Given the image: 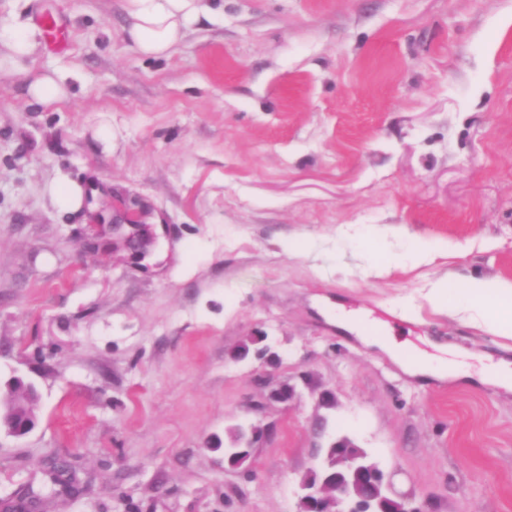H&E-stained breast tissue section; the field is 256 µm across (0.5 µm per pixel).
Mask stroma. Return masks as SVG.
<instances>
[{
  "label": "stroma",
  "instance_id": "obj_1",
  "mask_svg": "<svg viewBox=\"0 0 512 512\" xmlns=\"http://www.w3.org/2000/svg\"><path fill=\"white\" fill-rule=\"evenodd\" d=\"M222 2L156 60L123 0H0V35L35 42L0 56V399L38 394L35 427L0 436V503L57 457L76 490L38 512H298L345 437L433 512H512V393L410 378L334 324L341 305L415 350L512 361L426 300L512 280V0ZM43 73L69 92L51 108ZM63 183L89 200L60 210ZM116 195L145 259L80 246ZM374 235L457 250L368 276ZM259 334L280 363L234 360ZM236 424L265 430L256 479L224 464ZM30 94L35 103L46 106L63 101L68 92L53 76L44 74L33 80Z\"/></svg>",
  "mask_w": 512,
  "mask_h": 512
}]
</instances>
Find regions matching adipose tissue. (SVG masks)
<instances>
[{"label":"adipose tissue","instance_id":"1","mask_svg":"<svg viewBox=\"0 0 512 512\" xmlns=\"http://www.w3.org/2000/svg\"><path fill=\"white\" fill-rule=\"evenodd\" d=\"M207 0H125L128 39L142 55L165 58L171 55L200 13ZM448 244L414 241L400 256H387L380 247H372L373 267L383 273L394 267H414L447 252ZM431 307L458 316L473 328L503 339H512V281L472 277L458 282L449 278L438 281L427 294ZM338 328L356 335L364 344L386 354L412 377L443 380L476 378L481 384L512 389V362L501 359L478 373H470L457 361L433 362L395 342L392 336L373 330L370 324L340 314Z\"/></svg>","mask_w":512,"mask_h":512}]
</instances>
